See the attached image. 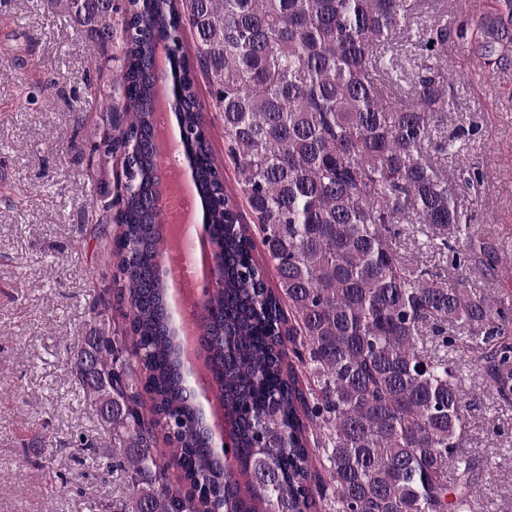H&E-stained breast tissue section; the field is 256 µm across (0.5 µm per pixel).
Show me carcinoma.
I'll return each mask as SVG.
<instances>
[{
    "label": "carcinoma",
    "instance_id": "1",
    "mask_svg": "<svg viewBox=\"0 0 512 512\" xmlns=\"http://www.w3.org/2000/svg\"><path fill=\"white\" fill-rule=\"evenodd\" d=\"M415 2L46 0L102 42L96 94L119 130L95 143L104 158L123 156L111 286L93 304L116 318L70 364L112 427L109 467L127 482L125 512H471L482 471L459 448L448 348L453 325L467 323L476 365L512 404V344L493 343L512 330V298L478 296L393 247L407 217L427 227L432 248L469 240L456 268L489 249L424 154L449 106L447 16L422 29L430 65L409 100L383 93L394 65L378 49L411 23ZM503 35L480 32L484 55ZM159 41L172 45L173 108L217 246L202 339L234 467L195 402L167 310L153 152ZM199 73L249 223L215 160ZM173 464L186 493L172 485Z\"/></svg>",
    "mask_w": 512,
    "mask_h": 512
}]
</instances>
